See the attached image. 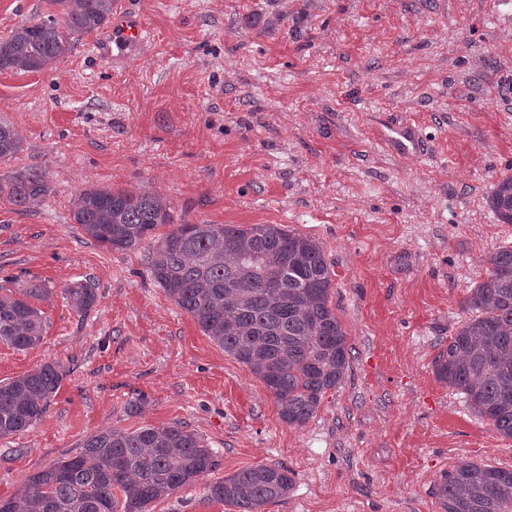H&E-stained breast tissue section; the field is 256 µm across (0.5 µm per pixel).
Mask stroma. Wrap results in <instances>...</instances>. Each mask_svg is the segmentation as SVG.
Listing matches in <instances>:
<instances>
[{"instance_id": "stroma-1", "label": "stroma", "mask_w": 512, "mask_h": 512, "mask_svg": "<svg viewBox=\"0 0 512 512\" xmlns=\"http://www.w3.org/2000/svg\"><path fill=\"white\" fill-rule=\"evenodd\" d=\"M143 48L115 61L82 36L53 69L0 72V120L52 192L0 203V294L38 280L42 342L0 344V383L51 361L63 379L42 420L0 439V499L90 435L178 425L212 470L147 512H236L209 485L259 463L291 471L266 512H442L435 482L463 459L512 469V441L440 382L434 360L460 301L512 224L487 199L512 174V0H114ZM45 0H0V39ZM419 124L423 155L376 134ZM155 192L175 223L280 224L315 238L352 347L341 386L302 427L167 298L150 242L110 250L74 224L86 188ZM90 281L77 314L63 290ZM141 411H132V404Z\"/></svg>"}]
</instances>
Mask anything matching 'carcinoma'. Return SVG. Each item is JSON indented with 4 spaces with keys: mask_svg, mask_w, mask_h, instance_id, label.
Segmentation results:
<instances>
[{
    "mask_svg": "<svg viewBox=\"0 0 512 512\" xmlns=\"http://www.w3.org/2000/svg\"><path fill=\"white\" fill-rule=\"evenodd\" d=\"M46 14L0 40V72L37 73L64 58L74 39L104 27L112 0H47ZM21 141L0 121V159L15 157ZM52 192L37 167L0 176V202L27 209ZM504 224H512V174L488 198ZM74 223L111 250L128 251L151 238L153 280L224 353L245 365L273 394L280 418L305 425L321 399L341 385L349 368L347 333L331 305L332 270L320 243L280 224H189L156 235L173 223L171 207L149 192L85 189L72 198ZM49 294L30 281L0 295V344L32 349L43 337V312L33 305ZM83 315L96 288L80 282L64 289ZM469 314L434 361L439 381L461 391L476 415L512 440V246L487 258L484 278L462 302ZM63 371L45 362L0 383V438L29 430L46 413ZM214 466L213 452L178 425L133 432L107 429L89 436L80 453L29 476L0 512H146L151 502L189 486ZM293 484L288 469L258 464L208 487L207 499L237 512H265ZM442 512H512V469L461 460L435 483Z\"/></svg>",
    "mask_w": 512,
    "mask_h": 512,
    "instance_id": "1",
    "label": "carcinoma"
}]
</instances>
